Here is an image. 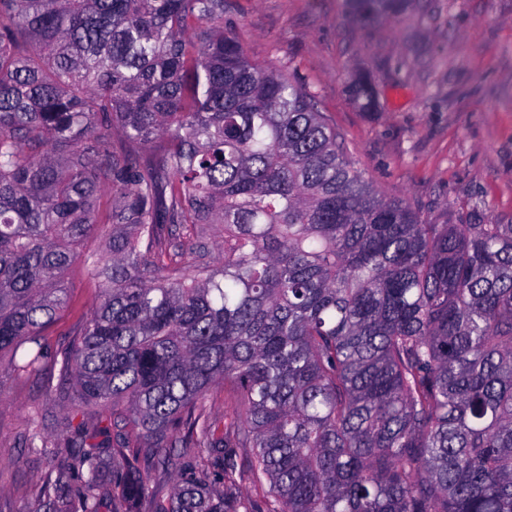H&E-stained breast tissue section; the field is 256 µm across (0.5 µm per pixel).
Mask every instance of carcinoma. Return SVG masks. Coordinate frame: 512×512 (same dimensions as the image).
<instances>
[{"label":"carcinoma","mask_w":512,"mask_h":512,"mask_svg":"<svg viewBox=\"0 0 512 512\" xmlns=\"http://www.w3.org/2000/svg\"><path fill=\"white\" fill-rule=\"evenodd\" d=\"M94 232L100 296L60 394L107 425L29 439L67 459L43 512H72L75 479L79 512L107 487L110 512H512V224H433L375 190L307 90L224 30V0H0L13 371L42 370ZM226 448L248 449L259 499Z\"/></svg>","instance_id":"1"}]
</instances>
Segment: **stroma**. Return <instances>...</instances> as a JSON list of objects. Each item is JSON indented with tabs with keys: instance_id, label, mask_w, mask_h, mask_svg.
<instances>
[{
	"instance_id": "obj_1",
	"label": "stroma",
	"mask_w": 512,
	"mask_h": 512,
	"mask_svg": "<svg viewBox=\"0 0 512 512\" xmlns=\"http://www.w3.org/2000/svg\"><path fill=\"white\" fill-rule=\"evenodd\" d=\"M224 28L252 59L302 83L374 188L437 224H512V0H409L386 20L346 0H224ZM368 75L373 110L350 85ZM65 311L43 333L48 353L72 340L99 295L80 266ZM58 372L0 373V512H37L54 458L29 437L70 436L67 404L47 395Z\"/></svg>"
}]
</instances>
